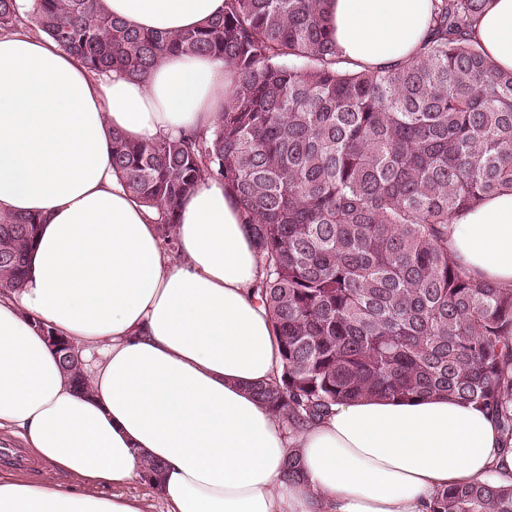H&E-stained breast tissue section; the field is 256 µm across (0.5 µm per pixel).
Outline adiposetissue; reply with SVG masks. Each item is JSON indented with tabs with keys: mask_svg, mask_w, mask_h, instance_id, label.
Here are the masks:
<instances>
[{
	"mask_svg": "<svg viewBox=\"0 0 512 512\" xmlns=\"http://www.w3.org/2000/svg\"><path fill=\"white\" fill-rule=\"evenodd\" d=\"M144 31H179L224 0H103ZM434 0H327L342 55L386 69L418 55ZM472 37L512 71V0H491ZM223 60L168 57L144 80L95 76L44 39L0 37V213L43 224L20 292L0 293V438L56 481L0 471V512H145L120 493L162 463L167 512H429L438 490L512 476V448L483 410L437 395L336 404L297 436L253 395L278 378L280 345L252 290L249 225L223 182L181 203L177 249L112 170V132L141 142L211 127ZM448 247L479 279L512 286V190L460 212ZM81 350L78 394L42 334ZM301 476L284 475L289 448ZM104 486L115 494L101 495Z\"/></svg>",
	"mask_w": 512,
	"mask_h": 512,
	"instance_id": "ef3b65f1",
	"label": "adipose tissue"
}]
</instances>
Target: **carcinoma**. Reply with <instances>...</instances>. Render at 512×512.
Returning a JSON list of instances; mask_svg holds the SVG:
<instances>
[{
	"mask_svg": "<svg viewBox=\"0 0 512 512\" xmlns=\"http://www.w3.org/2000/svg\"><path fill=\"white\" fill-rule=\"evenodd\" d=\"M489 0H437L419 55L358 69L325 0H224L186 31L141 32L103 0H0V36L41 32L89 73L143 80L170 56L233 74L209 132L150 142L112 132V167L156 209L164 241L208 180L251 225L282 372L254 396L293 436L366 397L447 394L484 409L512 443V287L448 249L460 211L512 188V72L470 36ZM42 219L0 213V290L23 288ZM430 512H512V481L439 491Z\"/></svg>",
	"mask_w": 512,
	"mask_h": 512,
	"instance_id": "obj_1",
	"label": "carcinoma"
}]
</instances>
